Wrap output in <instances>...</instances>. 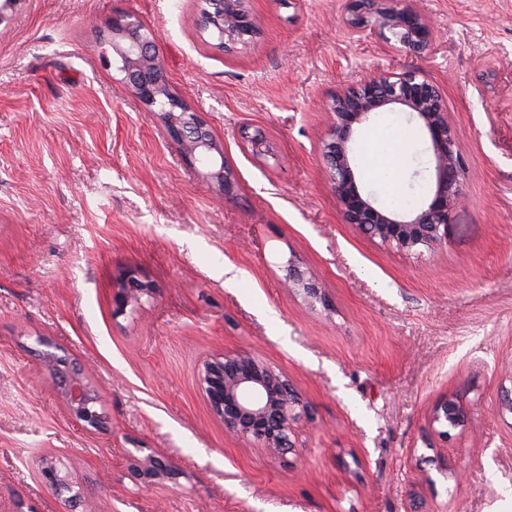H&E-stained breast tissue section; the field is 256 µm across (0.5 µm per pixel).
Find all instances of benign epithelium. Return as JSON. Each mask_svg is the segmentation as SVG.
Returning <instances> with one entry per match:
<instances>
[{"mask_svg":"<svg viewBox=\"0 0 512 512\" xmlns=\"http://www.w3.org/2000/svg\"><path fill=\"white\" fill-rule=\"evenodd\" d=\"M414 0H350L351 33L359 38H377L399 43L416 52L427 51L433 42L431 21ZM208 28L224 47L248 34H259L245 0H224V14ZM109 45L121 63L126 84L148 112L158 113L166 137L176 145L192 167L201 166L224 196L233 195L236 176L199 113L170 89L166 69L153 44L152 33L131 15L112 20ZM389 105H401L416 114L428 138L434 158V176L423 205L409 213H396L376 204L362 193L352 166L353 138L360 126ZM334 121L322 148L340 213L348 224L365 235L405 251H434L448 242L452 212L462 197V167L454 151L455 141L448 122V107L440 89L414 72L394 75L376 72L369 78L345 86L332 99ZM285 280L311 303L331 306L325 292L300 267L290 264ZM154 293L151 282L135 269L126 270L112 298L114 314L122 315L142 295ZM57 388L67 412L85 428H97L103 416L90 408L99 396L83 371L71 361L46 371ZM200 389L224 430L273 455L295 451L294 424L308 416L309 406L286 376L275 371L250 350L212 355L200 365ZM470 419L465 408L444 399L433 409L432 423L442 427L438 435L448 438L444 427H463ZM129 473L135 483L148 487L165 480L177 483L178 468L163 456L134 457ZM40 477L54 495L62 499L65 512H87L84 493L74 489L70 472L53 458L42 460Z\"/></svg>","mask_w":512,"mask_h":512,"instance_id":"1","label":"benign epithelium"}]
</instances>
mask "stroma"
<instances>
[{
    "label": "stroma",
    "instance_id": "obj_1",
    "mask_svg": "<svg viewBox=\"0 0 512 512\" xmlns=\"http://www.w3.org/2000/svg\"><path fill=\"white\" fill-rule=\"evenodd\" d=\"M201 3L14 0L0 15V512H63L46 456L96 512H512V0H415L435 29L423 54L353 37L348 0H247L260 33L223 51ZM121 11L235 167L232 197L104 61ZM379 70L440 87L465 164L432 252L346 223L321 160L332 97ZM401 164V191L423 195L420 138ZM292 263L331 309L283 287ZM128 267L155 293L116 316ZM43 340L98 388L101 429L66 412ZM242 348L309 403L296 453L231 437L207 406L201 362ZM447 397L472 420L445 439L429 420ZM150 453L178 483L135 486L129 457Z\"/></svg>",
    "mask_w": 512,
    "mask_h": 512
}]
</instances>
